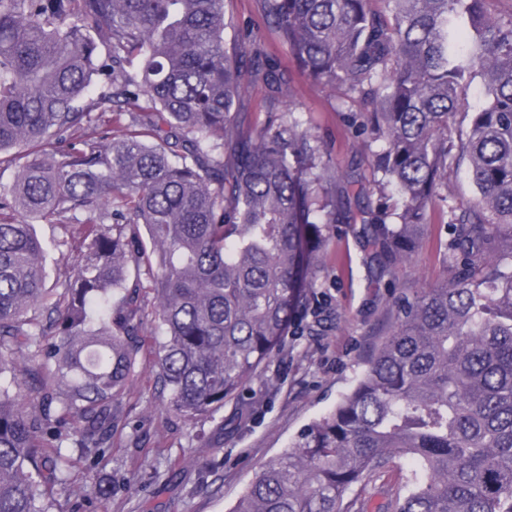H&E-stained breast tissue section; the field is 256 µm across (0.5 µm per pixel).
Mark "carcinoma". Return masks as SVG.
Returning <instances> with one entry per match:
<instances>
[{
  "mask_svg": "<svg viewBox=\"0 0 512 512\" xmlns=\"http://www.w3.org/2000/svg\"><path fill=\"white\" fill-rule=\"evenodd\" d=\"M488 2L260 0L313 83L369 106L377 183L397 195L362 229L381 274L440 205L452 277L401 299L353 387L232 512H363L354 488L401 457L416 470L394 512H512V11ZM225 4L0 0V165L18 168L0 183V512L72 491L63 444L105 459L149 317L166 407L192 422L239 399L313 308L336 179L294 108L235 122L246 79L276 100L289 75L258 35L226 39ZM464 160L476 196L450 206ZM39 223L62 229L51 287Z\"/></svg>",
  "mask_w": 512,
  "mask_h": 512,
  "instance_id": "1",
  "label": "carcinoma"
}]
</instances>
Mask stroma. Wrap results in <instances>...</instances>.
<instances>
[{
	"label": "stroma",
	"mask_w": 512,
	"mask_h": 512,
	"mask_svg": "<svg viewBox=\"0 0 512 512\" xmlns=\"http://www.w3.org/2000/svg\"><path fill=\"white\" fill-rule=\"evenodd\" d=\"M229 28L254 27L262 49L290 74V95L304 127L318 139L325 161L337 175L354 177L330 231L318 269L324 304L299 339L288 340L241 403L226 405L223 422H187L167 412L152 373L129 395L122 418L136 430L138 445L113 441L108 462L88 458L72 470L78 490L52 512H231L259 467L279 455L313 421L330 411L354 385L371 349L394 322L402 296L443 283L451 272L444 257L445 218L434 214L412 259L393 269L385 287L370 267L374 250L345 225L362 224L380 206L372 157L356 132L363 104L345 88L321 89L299 70L270 30L259 0H227ZM266 85L249 83L237 105L243 125L268 120ZM407 459L358 491L367 512H388L387 502L407 473Z\"/></svg>",
	"instance_id": "1"
}]
</instances>
